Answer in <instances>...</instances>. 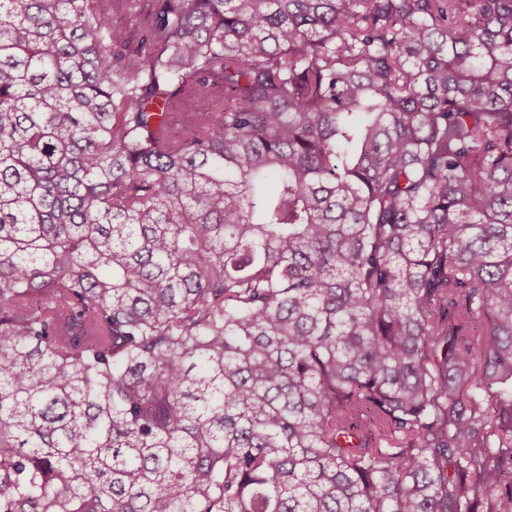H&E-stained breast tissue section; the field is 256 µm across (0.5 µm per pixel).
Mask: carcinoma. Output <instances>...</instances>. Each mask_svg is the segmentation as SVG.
<instances>
[{"instance_id":"obj_1","label":"carcinoma","mask_w":512,"mask_h":512,"mask_svg":"<svg viewBox=\"0 0 512 512\" xmlns=\"http://www.w3.org/2000/svg\"><path fill=\"white\" fill-rule=\"evenodd\" d=\"M512 0H0V512H512Z\"/></svg>"}]
</instances>
